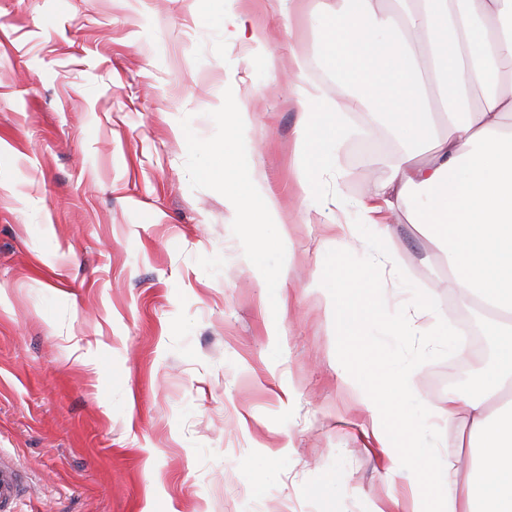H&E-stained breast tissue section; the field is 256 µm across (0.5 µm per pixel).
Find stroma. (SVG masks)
Masks as SVG:
<instances>
[{"instance_id": "obj_1", "label": "stroma", "mask_w": 512, "mask_h": 512, "mask_svg": "<svg viewBox=\"0 0 512 512\" xmlns=\"http://www.w3.org/2000/svg\"><path fill=\"white\" fill-rule=\"evenodd\" d=\"M267 29L273 74L224 37L221 0H0V459L21 474L12 512H382L410 499L336 376V323L311 277L335 272L336 201H362L389 175L375 153L336 147L318 212L294 183L295 56L328 97L321 29L293 33L266 0H239ZM288 232L287 309L233 236L224 197L192 189L180 125L213 135L225 89ZM414 288L466 318L465 358L442 337L407 339L420 393L482 378L495 349L485 319L448 291L441 252L413 207L392 218ZM429 264H420L422 254ZM285 340L271 356L269 322Z\"/></svg>"}]
</instances>
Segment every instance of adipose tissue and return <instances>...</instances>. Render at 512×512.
Wrapping results in <instances>:
<instances>
[{
	"label": "adipose tissue",
	"instance_id": "adipose-tissue-1",
	"mask_svg": "<svg viewBox=\"0 0 512 512\" xmlns=\"http://www.w3.org/2000/svg\"><path fill=\"white\" fill-rule=\"evenodd\" d=\"M276 2L283 25L303 8L322 24L321 58L336 78L331 103L307 80L299 58V77L288 86L299 114L295 175L306 208L315 205L320 175L337 166L345 110L375 114L406 144L427 143L426 161L408 151L392 158L389 178L368 202L337 220L336 240L378 245L392 283L402 285L389 246L391 217L411 204L445 254L449 291L486 313L495 345L479 393L427 400L417 388L421 363L401 353L404 338L445 337L449 353L459 357L466 347L428 290L402 285L399 302L369 317L359 290L367 262L360 258L346 261L344 277L323 288L325 311L338 330L353 323L361 335L389 345L345 346L336 373L359 392L388 473L420 484L388 424L427 443L428 471L443 496L416 512H512V0H400L392 11L374 0ZM220 20L225 38L258 47L251 59L257 69L275 70V56L263 48L264 28L235 13ZM450 425L457 448L443 452L434 433Z\"/></svg>",
	"mask_w": 512,
	"mask_h": 512
}]
</instances>
